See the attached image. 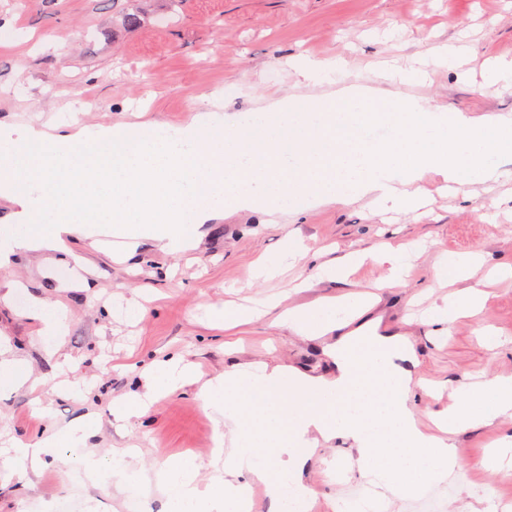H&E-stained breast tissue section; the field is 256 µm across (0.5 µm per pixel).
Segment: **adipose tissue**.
Masks as SVG:
<instances>
[{"instance_id":"1","label":"adipose tissue","mask_w":512,"mask_h":512,"mask_svg":"<svg viewBox=\"0 0 512 512\" xmlns=\"http://www.w3.org/2000/svg\"><path fill=\"white\" fill-rule=\"evenodd\" d=\"M3 144L8 151L0 157V198L12 206L13 228L0 235V268L33 252H55L64 264L84 265L66 240L99 229L132 249L149 241L185 253L205 225L229 210L274 214L304 198L344 204L369 195L381 209L409 214L423 204L417 183L425 172L462 186L512 177L501 164L512 155L511 116H450L427 99L374 102L356 85L314 103L280 98L248 124L207 106L170 134L151 121L102 125L92 134L74 121L53 132L0 123ZM368 260L388 268L376 288L404 285L407 251L389 242L327 259L318 270L345 280ZM482 265L477 253L435 256V278L453 288L427 316L441 334L483 310L486 294L473 282ZM368 308L366 293L358 291L290 307L274 319L303 338L335 334L325 348L336 362L335 376L253 362L205 380L178 357L153 366L145 391L113 399V417L127 422L198 384L203 409L216 417L208 480L200 479L201 466L188 455L167 457L151 477L137 466L134 448L99 456L90 446L97 432L91 418L33 442L11 440L0 448V475L26 481L51 464L65 468L62 451L70 448L88 477L111 469L117 489L155 481L165 498L163 512H249L256 484L265 486L275 512H311L314 492L300 472L319 442L343 434L357 445L360 467L376 484L415 496L458 467L452 434L512 415V376L459 386L453 404L434 421L436 433H429L409 403L410 372L393 362L405 353V342L362 323ZM28 315L39 323L48 355H55L67 329L65 309L37 297ZM228 425L234 431L229 444Z\"/></svg>"}]
</instances>
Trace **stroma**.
Listing matches in <instances>:
<instances>
[{"label": "stroma", "mask_w": 512, "mask_h": 512, "mask_svg": "<svg viewBox=\"0 0 512 512\" xmlns=\"http://www.w3.org/2000/svg\"><path fill=\"white\" fill-rule=\"evenodd\" d=\"M136 6L135 0H0V20L11 21L16 36L0 47V122L58 124L69 120L76 102L99 124L132 120L142 108L146 120L176 127L196 115L206 95H216L225 114L249 119L273 99L315 100L347 84L368 88L377 100L428 98L451 113L512 115V91L480 90L496 60L512 59V0H180L176 6L145 0L140 25L123 27L122 14ZM460 38L469 47L467 63L437 69L423 85L394 83L377 69L386 61L406 64ZM303 56L342 59L349 71L303 81L289 66ZM68 87L80 90L79 99L65 96ZM423 188L424 207L408 215L374 210L366 196L348 204L300 202L284 214L228 212L208 225L195 250L182 254L142 244L117 260L95 238L76 236L68 246L86 260L77 274L90 283L87 291L59 280L63 267L56 255L17 257L0 269V347L27 359L44 383L33 394L0 387V437L32 440L90 416L98 422L93 445L99 455L134 446L152 472L170 455L210 463L214 423L196 400L195 386L160 399L130 424L113 419V397L143 391L146 368L171 355L198 364L208 378L251 360L312 377L332 375L326 338H297L267 318L224 329L211 309L227 300L277 301L286 308L369 286L385 276L384 266L365 264L347 281L321 279L314 254L336 257L384 241L410 245L417 273L403 287L378 290L365 318L379 332L412 344L415 376L448 391L512 375V280L490 286L481 318L459 320L450 335H436L420 320L447 294L430 272L436 252L482 254L487 271L512 264V179L456 193L430 174ZM292 238L311 256L247 286L255 263L276 261ZM301 275L310 286L298 291ZM138 293L145 297L142 318L107 311L114 295ZM35 297L68 310L60 353L72 360L68 378L89 382L85 398L64 394L52 378L38 325L27 315ZM486 324L501 333L500 347L484 346L479 330ZM510 435L512 420L498 419L453 436L467 464L443 497L444 512H470L474 494L488 483L499 498L512 496V468L494 472L478 465L490 443ZM357 457L343 435L317 449L302 473L315 491L313 512H335L342 487L368 493ZM129 498L126 492L102 494L78 467L68 474L47 467L28 484L0 482V512H52L61 500L78 502L81 512H127Z\"/></svg>", "instance_id": "35a3bbf8"}]
</instances>
